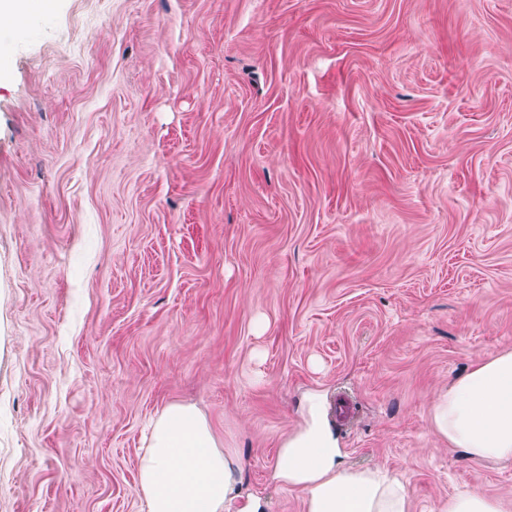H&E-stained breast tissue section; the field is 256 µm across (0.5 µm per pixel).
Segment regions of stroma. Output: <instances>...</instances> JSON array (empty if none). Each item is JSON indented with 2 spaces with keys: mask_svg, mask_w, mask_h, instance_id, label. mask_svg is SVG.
Returning a JSON list of instances; mask_svg holds the SVG:
<instances>
[{
  "mask_svg": "<svg viewBox=\"0 0 512 512\" xmlns=\"http://www.w3.org/2000/svg\"><path fill=\"white\" fill-rule=\"evenodd\" d=\"M510 350L512 0H33L0 27V512H142L173 403L243 494L304 512L274 473L315 393L411 512H512V462L429 419ZM442 512H502L500 503L485 493L470 489L448 497Z\"/></svg>",
  "mask_w": 512,
  "mask_h": 512,
  "instance_id": "stroma-1",
  "label": "stroma"
}]
</instances>
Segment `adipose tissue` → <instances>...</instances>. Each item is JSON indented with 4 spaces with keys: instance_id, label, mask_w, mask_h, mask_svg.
I'll return each mask as SVG.
<instances>
[{
    "instance_id": "obj_1",
    "label": "adipose tissue",
    "mask_w": 512,
    "mask_h": 512,
    "mask_svg": "<svg viewBox=\"0 0 512 512\" xmlns=\"http://www.w3.org/2000/svg\"><path fill=\"white\" fill-rule=\"evenodd\" d=\"M434 430L471 458L512 461V352L471 368L438 391ZM275 476L299 489L305 512H409L402 476L377 465L345 466L336 441L311 402L309 419L284 436ZM143 512H264L265 501L241 493L237 449L218 447L205 416L187 403L168 405L143 435L139 461Z\"/></svg>"
}]
</instances>
